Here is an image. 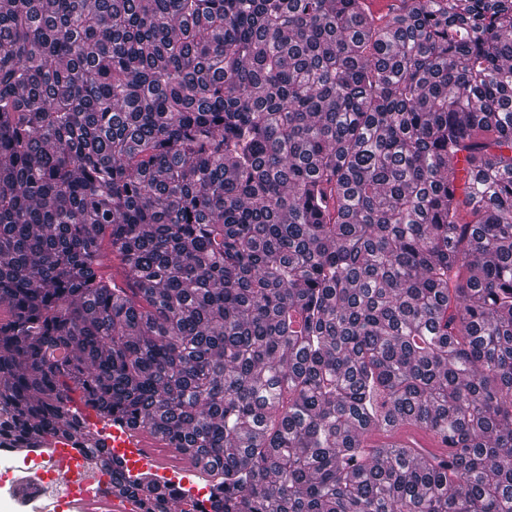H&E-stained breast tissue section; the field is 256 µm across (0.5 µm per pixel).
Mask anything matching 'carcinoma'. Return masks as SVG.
<instances>
[{
	"label": "carcinoma",
	"mask_w": 512,
	"mask_h": 512,
	"mask_svg": "<svg viewBox=\"0 0 512 512\" xmlns=\"http://www.w3.org/2000/svg\"><path fill=\"white\" fill-rule=\"evenodd\" d=\"M59 443L139 512H512V0H0V446ZM96 428L106 443L113 449V453L123 455L129 462H135L137 472H158L157 465H176L183 463L185 459L174 448H167L165 451L166 459L163 460L155 452V445L151 441L144 439L141 433H131L124 428H117L113 423L105 424L93 418ZM108 439L112 440V446L108 443Z\"/></svg>",
	"instance_id": "cac0c4a2"
}]
</instances>
